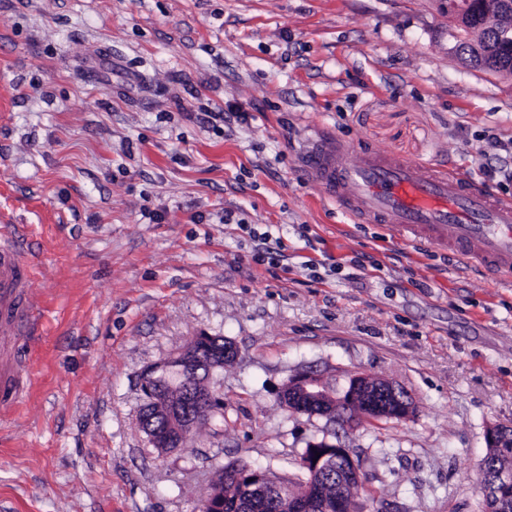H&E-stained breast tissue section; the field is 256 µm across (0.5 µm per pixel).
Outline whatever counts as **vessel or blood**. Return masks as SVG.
Returning a JSON list of instances; mask_svg holds the SVG:
<instances>
[{
    "mask_svg": "<svg viewBox=\"0 0 512 512\" xmlns=\"http://www.w3.org/2000/svg\"><path fill=\"white\" fill-rule=\"evenodd\" d=\"M308 178L324 187L358 222L386 224L406 238L427 241L512 278V203L493 197L461 175L376 152L354 153L327 135L312 139L303 161ZM17 225L0 224V412L21 399L14 357L16 323L41 314L36 270L15 242Z\"/></svg>",
    "mask_w": 512,
    "mask_h": 512,
    "instance_id": "1",
    "label": "vessel or blood"
}]
</instances>
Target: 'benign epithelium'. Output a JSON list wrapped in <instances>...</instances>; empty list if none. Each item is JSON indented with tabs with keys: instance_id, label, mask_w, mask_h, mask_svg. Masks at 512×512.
Masks as SVG:
<instances>
[{
	"instance_id": "1",
	"label": "benign epithelium",
	"mask_w": 512,
	"mask_h": 512,
	"mask_svg": "<svg viewBox=\"0 0 512 512\" xmlns=\"http://www.w3.org/2000/svg\"><path fill=\"white\" fill-rule=\"evenodd\" d=\"M483 24L493 17L512 15V0H480ZM234 354L232 344H224L218 336L201 333L176 354L145 367L140 374V387L145 402L140 415V427L152 448L167 455L185 447V442L201 424L224 419V401L212 385L224 355ZM282 404L293 412L320 410L329 422L349 424L345 409L365 401L367 412L384 414L391 419H404L412 411V398L407 391L386 380H376L366 374L349 389L336 390L319 375L303 373L288 383L281 396ZM503 427L487 428L486 444L505 453L512 452V440L502 436ZM336 464L340 472L336 481L353 482L360 478L358 464L349 452L336 447V455L324 453L318 457L307 455L300 465L307 472L308 481L303 488L292 490L288 498L292 512H310L319 501L329 512H350L342 499H324L318 492L323 478L322 469ZM226 479L241 484L264 496L278 488L279 481L268 472L255 471L239 474L221 472Z\"/></svg>"
}]
</instances>
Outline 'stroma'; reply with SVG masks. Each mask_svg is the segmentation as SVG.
Returning <instances> with one entry per match:
<instances>
[{
  "label": "stroma",
  "instance_id": "35a3bbf8",
  "mask_svg": "<svg viewBox=\"0 0 512 512\" xmlns=\"http://www.w3.org/2000/svg\"><path fill=\"white\" fill-rule=\"evenodd\" d=\"M449 47L448 0H0V213L30 227L46 315L0 415V512H192L232 462L303 480L322 439L360 466L352 512H484L512 280L354 222L300 163L326 130L512 201L483 169L512 162V76ZM202 332L236 348L224 420L158 455L139 375ZM305 372L413 411L290 412Z\"/></svg>",
  "mask_w": 512,
  "mask_h": 512
}]
</instances>
